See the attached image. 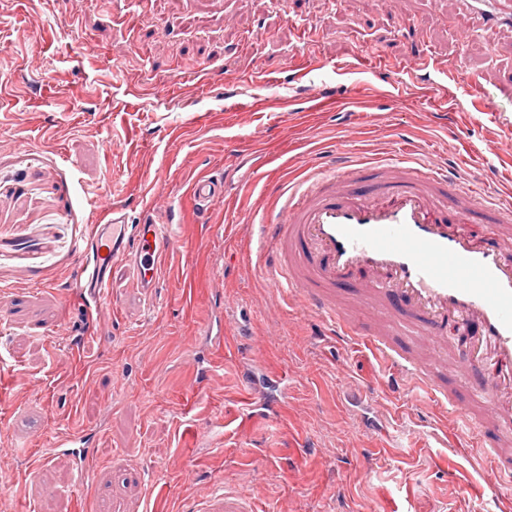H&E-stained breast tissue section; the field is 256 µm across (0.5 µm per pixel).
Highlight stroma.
<instances>
[{
	"label": "stroma",
	"mask_w": 512,
	"mask_h": 512,
	"mask_svg": "<svg viewBox=\"0 0 512 512\" xmlns=\"http://www.w3.org/2000/svg\"><path fill=\"white\" fill-rule=\"evenodd\" d=\"M9 0L0 11V512H192L217 489L258 512H486L461 484L483 463L426 397L393 399L363 345L270 285L245 226L311 159L412 157L492 193L512 191V30L457 0ZM417 23L413 36L402 16ZM459 80L429 106L423 77L376 69L412 47ZM318 61L304 79L289 64ZM208 84L193 77L196 65ZM348 67L350 81L336 70ZM264 71L272 80L251 83ZM479 74L483 111L466 81ZM323 107L314 108L313 96ZM224 173L199 220L189 188ZM183 197L158 288L114 281L112 308L71 296L75 241L112 208L165 224ZM238 322L207 342L217 309ZM251 363L277 410L243 419ZM209 367L207 389L194 382ZM288 378V394L269 378ZM379 384V411L350 396ZM211 429L206 441L195 431ZM95 435L77 484L61 437ZM374 477H361L365 466Z\"/></svg>",
	"instance_id": "obj_1"
}]
</instances>
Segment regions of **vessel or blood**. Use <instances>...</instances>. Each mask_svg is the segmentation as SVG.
I'll return each instance as SVG.
<instances>
[{
  "label": "vessel or blood",
  "instance_id": "1",
  "mask_svg": "<svg viewBox=\"0 0 512 512\" xmlns=\"http://www.w3.org/2000/svg\"><path fill=\"white\" fill-rule=\"evenodd\" d=\"M488 28H511L502 0H459ZM437 85L455 70L426 54L408 58ZM258 240L273 287L287 288L319 315L330 335L357 338L381 360L394 396L423 391L467 436H482L483 495L500 502L512 483V203L413 161L307 165L300 182L271 189ZM190 196L199 215L224 198V179L198 178ZM175 237L163 224H128L122 209L94 225L74 253L71 286L110 302L118 266L137 285H158L156 270ZM197 512H252L236 492L214 493Z\"/></svg>",
  "mask_w": 512,
  "mask_h": 512
}]
</instances>
